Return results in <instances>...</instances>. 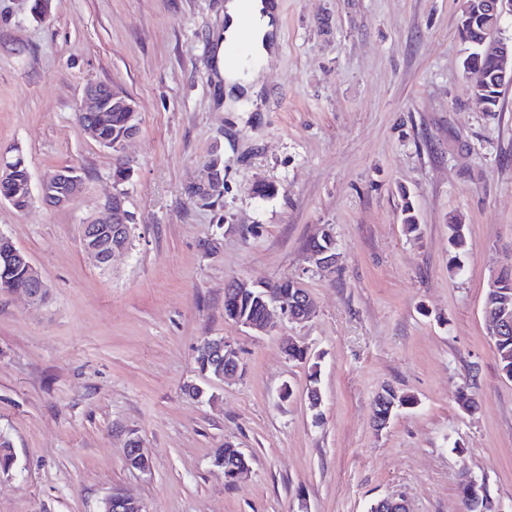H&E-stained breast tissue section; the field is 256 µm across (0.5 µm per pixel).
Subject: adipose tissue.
Returning a JSON list of instances; mask_svg holds the SVG:
<instances>
[{"mask_svg": "<svg viewBox=\"0 0 512 512\" xmlns=\"http://www.w3.org/2000/svg\"><path fill=\"white\" fill-rule=\"evenodd\" d=\"M279 12L267 0H253L250 27H243L240 0H225L224 27L216 38L215 65L224 81L227 94L246 103L247 111H255L261 103L262 87L257 81L260 67L274 60L279 45ZM249 35L256 65L250 69L227 65L223 50L226 44Z\"/></svg>", "mask_w": 512, "mask_h": 512, "instance_id": "1", "label": "adipose tissue"}]
</instances>
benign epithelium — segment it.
I'll return each mask as SVG.
<instances>
[{
  "label": "benign epithelium",
  "mask_w": 512,
  "mask_h": 512,
  "mask_svg": "<svg viewBox=\"0 0 512 512\" xmlns=\"http://www.w3.org/2000/svg\"><path fill=\"white\" fill-rule=\"evenodd\" d=\"M487 15L489 25L481 43L483 50L496 59L494 71L495 82L505 90L512 89V40L500 36V24L504 16H512V0H487ZM108 106L116 112L125 113L127 131L117 142L99 135L95 123L97 112L103 106ZM77 120L80 126L102 147L121 149L124 143L139 133L138 109L135 101L118 92L116 89L89 82L83 89L82 102L78 107ZM29 198L39 197L45 204L53 207H65L75 202L83 190V180L74 169L65 168L45 176L33 192L32 180L25 185ZM100 215L81 225V240L85 252L91 256L97 265L107 269L112 264V257L117 252L124 251L128 246L130 224L134 221L133 214L127 208L125 190L112 193L100 206ZM0 255L15 264L26 266L32 273V286L21 289V292L33 300L39 301L45 295L46 285L39 272L30 262L28 256L16 248L13 242L0 233ZM312 262L320 268L336 266L339 254L329 248L310 252ZM228 287L238 292L253 289L257 292L259 301L264 307L261 317L235 318L236 323L258 331H269L277 323L286 318L292 322L303 323L310 320L316 313V305L306 290L298 291L288 299L282 295H274L262 283L236 279ZM200 347L224 359V372L217 377L224 380L238 373L237 356L232 345L227 340L208 338ZM101 512H142V505L128 496L123 489L114 488L104 498Z\"/></svg>",
  "instance_id": "1"
}]
</instances>
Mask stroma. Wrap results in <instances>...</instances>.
Wrapping results in <instances>:
<instances>
[{"label": "stroma", "instance_id": "35a3bbf8", "mask_svg": "<svg viewBox=\"0 0 512 512\" xmlns=\"http://www.w3.org/2000/svg\"><path fill=\"white\" fill-rule=\"evenodd\" d=\"M463 2L282 0L262 106L228 112L213 78L224 0H51L44 22L31 0H0V147L33 182L72 168L85 183L63 209L0 202V233L47 285L38 303L0 292V433L16 455L0 512H99L116 487L144 512H369L392 495L462 512L466 474L512 512V379L483 316L491 274L512 266V90L495 114L470 98ZM91 81L139 105L119 152L76 119ZM119 163L136 222L103 270L81 225ZM216 168L219 195L199 197ZM325 226L340 253L328 271L307 250ZM236 278L297 279L317 313L254 332L224 315ZM220 336L239 371L210 382L195 350ZM388 387L414 403L378 430ZM133 435L148 470L126 463ZM227 442L250 467L232 486L213 464Z\"/></svg>", "mask_w": 512, "mask_h": 512}]
</instances>
